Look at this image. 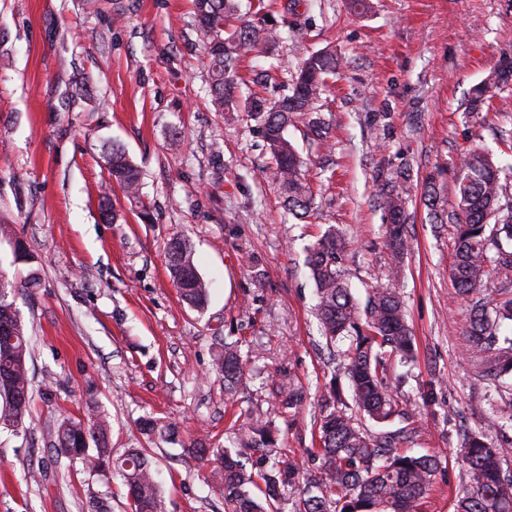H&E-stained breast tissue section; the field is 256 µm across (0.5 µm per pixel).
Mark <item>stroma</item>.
Returning <instances> with one entry per match:
<instances>
[{
  "mask_svg": "<svg viewBox=\"0 0 512 512\" xmlns=\"http://www.w3.org/2000/svg\"><path fill=\"white\" fill-rule=\"evenodd\" d=\"M289 5L299 20L290 32ZM255 20L284 34L269 58H245L253 69L275 63L292 73L326 46L346 61L320 102L332 118L328 144L288 130L310 157L313 223L285 212L262 137L212 106L192 0H0V270L19 287L33 344L31 417L20 434L0 430V512H88L94 494L112 512H130L120 481L53 448L63 415L106 420L113 455L146 449L164 512H223L211 465L192 446L230 444L251 408L270 420L277 451L317 470L336 365L314 316L306 248L336 225L350 241L341 268L357 302L392 284L373 180L403 169L408 249L393 284L415 354L390 378L420 429L415 450L440 461L427 512H454L466 430L512 440L466 352L469 303L449 275L453 230L431 223L421 201L426 174L473 148L512 162L495 136L512 135V100L484 118L461 110L512 54V0H370L361 15L346 0H275ZM81 82L89 94L76 95ZM116 146L142 173L141 201L113 189L116 220L107 223L98 199ZM177 236L212 284L199 310L170 278ZM18 241L28 260L15 259ZM227 341L251 374L229 393L212 370ZM290 382L308 398L281 415L276 396ZM145 416L176 435L141 434ZM31 470L39 482L28 480Z\"/></svg>",
  "mask_w": 512,
  "mask_h": 512,
  "instance_id": "obj_1",
  "label": "stroma"
}]
</instances>
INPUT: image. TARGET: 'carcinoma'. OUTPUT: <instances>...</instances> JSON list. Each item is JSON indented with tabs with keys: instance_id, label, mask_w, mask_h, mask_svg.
Listing matches in <instances>:
<instances>
[{
	"instance_id": "carcinoma-1",
	"label": "carcinoma",
	"mask_w": 512,
	"mask_h": 512,
	"mask_svg": "<svg viewBox=\"0 0 512 512\" xmlns=\"http://www.w3.org/2000/svg\"><path fill=\"white\" fill-rule=\"evenodd\" d=\"M194 20L203 37L207 58L211 103L218 112H243L269 147L272 172L278 181L285 207L300 218L314 210L310 184L301 173L303 158L288 140V126L300 123L311 140L324 144L329 123L319 113L329 80L344 68V59L329 49L314 51L274 100L248 97L239 100L236 89L242 52L265 56L280 40L276 28L259 26L240 14L239 0H195ZM512 85V57L504 55L494 71L476 84L463 103L470 115L487 112L494 99ZM452 179L451 209L442 205L440 186L445 173ZM109 182L99 199L101 216L115 219L109 190L116 186L127 196L139 198L141 172L119 148H112ZM376 200L388 220L385 237L391 252L392 275H401L407 250L406 197L398 178L376 179ZM424 204L432 220L453 224V262L450 275L463 296L477 293L496 277L500 288L491 300H472L465 330L466 350L479 369L480 380L490 385L512 374V335L501 334L512 325V166L504 167L497 155L473 149L450 169L430 173L424 184ZM346 239L330 227L309 249L307 266L317 286L316 317L327 347L342 361L354 406L342 398L340 382L332 386L328 411L320 419L318 471L305 474L282 454L271 465L253 471L240 460L233 446L214 452L196 444L194 452L212 453V473L219 482L224 512H426L428 496L439 470L431 455L402 450L418 432L415 426L397 431H370L357 415L383 427L398 415L399 404L390 394L388 380L392 361L411 360L414 338L406 323L403 302L392 288L375 289L365 307H358L340 270ZM168 268L183 302L204 306L208 282L199 273L192 248L184 239L168 248ZM18 286L0 273V429L18 433L31 413L32 390L28 361L30 338L15 303ZM213 370L234 388L243 383L244 368L236 343H224ZM303 401V391L288 385L280 393L278 409L288 414ZM245 427L254 434L240 442L246 448H265L262 415L247 414ZM54 448L104 476L119 477L128 492L131 512H162L161 495L152 462L143 448H129L112 456L105 440V421L96 415L82 422L59 421ZM466 469L454 503L455 512H512V468L505 466L512 448L496 445L482 433L466 435Z\"/></svg>"
}]
</instances>
